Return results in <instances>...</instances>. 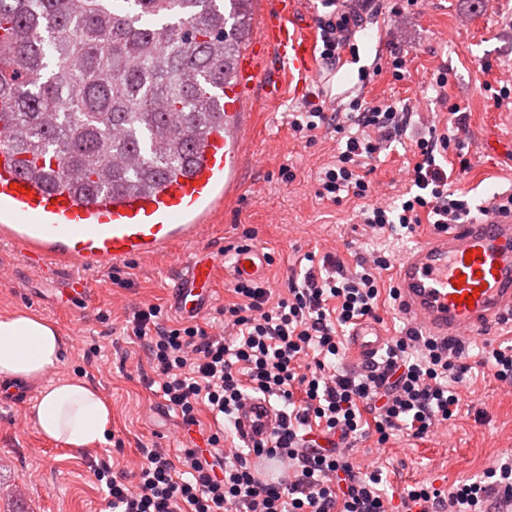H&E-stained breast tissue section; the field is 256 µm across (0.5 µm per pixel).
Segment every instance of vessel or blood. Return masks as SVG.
<instances>
[{"label":"vessel or blood","instance_id":"b4317fda","mask_svg":"<svg viewBox=\"0 0 512 512\" xmlns=\"http://www.w3.org/2000/svg\"><path fill=\"white\" fill-rule=\"evenodd\" d=\"M301 10V0H269L260 36L241 48L224 86L223 124L207 133L188 173L169 177L150 192L87 199L70 188L46 187L21 170L8 131L0 126V245L11 246L39 273L67 268L61 290L71 302L88 297L89 273L186 251L171 296L189 320L208 310L218 267L238 279L263 277L266 258L253 246L229 256L218 248L204 257L191 247L242 193L240 171L258 107L256 90L274 99L282 77L301 85L314 74L316 37L298 21ZM393 275L398 307L423 335L477 339L493 324L512 321V210L490 208L450 225L400 256ZM386 341L377 321H358L348 335L359 360L374 357ZM279 420L275 405L254 398L237 412L234 434L251 445L266 440Z\"/></svg>","mask_w":512,"mask_h":512}]
</instances>
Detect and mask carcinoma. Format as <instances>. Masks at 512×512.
Returning a JSON list of instances; mask_svg holds the SVG:
<instances>
[{
	"label": "carcinoma",
	"instance_id": "1",
	"mask_svg": "<svg viewBox=\"0 0 512 512\" xmlns=\"http://www.w3.org/2000/svg\"><path fill=\"white\" fill-rule=\"evenodd\" d=\"M252 0H0V124L23 172L82 195L189 171Z\"/></svg>",
	"mask_w": 512,
	"mask_h": 512
}]
</instances>
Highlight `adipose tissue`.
Segmentation results:
<instances>
[{"label":"adipose tissue","instance_id":"adipose-tissue-1","mask_svg":"<svg viewBox=\"0 0 512 512\" xmlns=\"http://www.w3.org/2000/svg\"><path fill=\"white\" fill-rule=\"evenodd\" d=\"M68 351L51 322L23 311L0 316V380L38 384L31 414L35 426L80 452L105 442L112 408L87 382L55 377Z\"/></svg>","mask_w":512,"mask_h":512}]
</instances>
